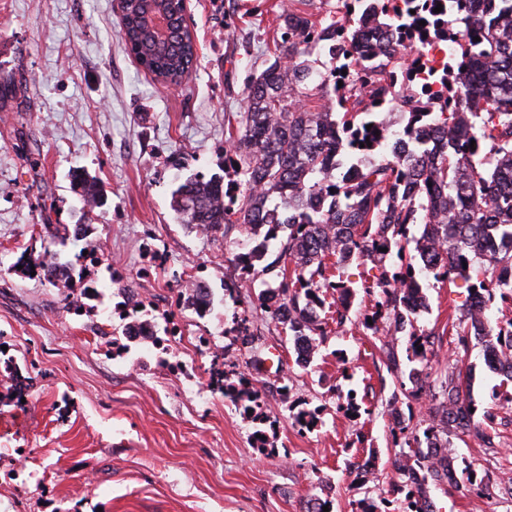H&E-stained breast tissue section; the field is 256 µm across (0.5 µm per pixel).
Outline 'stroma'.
<instances>
[{
    "mask_svg": "<svg viewBox=\"0 0 512 512\" xmlns=\"http://www.w3.org/2000/svg\"><path fill=\"white\" fill-rule=\"evenodd\" d=\"M280 0H186L198 46L181 86L164 88L128 51L117 0H0V83L14 88L0 101V376L15 366L23 386L0 383V512H306L310 495L330 512H352L364 494L379 496L399 478L393 465V417L416 424L422 406L400 400L385 375L379 342L347 326L332 334L310 366L295 362L287 336L266 342L279 369L255 370L244 348H226L221 300L224 241L178 224L170 207L185 158L190 171L224 170V128L244 106L246 83L271 56ZM37 154L38 172L25 157ZM100 182L106 202L83 213L71 173ZM90 222L104 243L103 267L79 265L81 243L59 247L42 228ZM152 241L169 261L154 280L138 282L140 245ZM62 251L75 275L106 286L112 272L138 286L146 305H162L195 265L208 264L213 315L181 310L187 336L173 343L193 383L160 378L149 364L106 357L101 347L123 323L69 312L63 288L18 270L23 251ZM421 326L443 327L469 301L465 281L425 291ZM211 348L201 347L200 335ZM224 367L246 377L277 423L269 450L257 448L254 426L222 395L211 393L214 348ZM343 352L346 368L335 354ZM366 412L337 413L349 395ZM289 398L321 408L307 431L282 407ZM457 466L497 470L512 462V430L496 450L452 440ZM368 466L366 489L354 467ZM26 469L28 484L13 480ZM436 512H512L501 491L481 495L452 486L431 489Z\"/></svg>",
    "mask_w": 512,
    "mask_h": 512,
    "instance_id": "obj_1",
    "label": "stroma"
}]
</instances>
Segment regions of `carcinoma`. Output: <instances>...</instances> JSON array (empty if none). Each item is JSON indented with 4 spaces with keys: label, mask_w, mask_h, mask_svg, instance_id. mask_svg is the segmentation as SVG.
<instances>
[{
    "label": "carcinoma",
    "mask_w": 512,
    "mask_h": 512,
    "mask_svg": "<svg viewBox=\"0 0 512 512\" xmlns=\"http://www.w3.org/2000/svg\"><path fill=\"white\" fill-rule=\"evenodd\" d=\"M442 2L446 8L434 12ZM301 4L280 9L273 60L250 77L244 111L227 123L224 175L185 176L171 209L180 224L222 225L231 254L241 238H262L224 278V299L234 306L224 328L230 344L260 355L271 322L292 342L308 337L317 351L332 327L350 322L380 342L387 372L413 385L408 392L399 383L401 393L425 400L415 427H398L395 466L404 480L388 494L404 497V512H433L428 490L447 482L454 464L448 436L493 448L485 424L496 412L479 419L471 411L459 360L432 362L442 337L417 327L418 312L407 304L412 283L476 280L471 295L484 294L485 306L470 303L452 322L453 354L476 341L498 357L504 380L493 398L512 406V317L493 323L485 314L496 302L512 310V0H337L326 25ZM161 12L171 17L165 36L152 19ZM183 13V0H126L122 15L129 51L164 85L182 84L196 60ZM315 54L329 58L327 72L310 60ZM394 110L406 123L392 132L376 117ZM73 184L81 203L102 205L94 177L76 172ZM43 228L63 245L93 246L89 224ZM391 254L396 269L362 284L370 307L352 317L357 290L341 268ZM67 267L49 251L23 263L53 286ZM257 283L264 289L244 302L242 290ZM270 294L288 314L269 303ZM404 332L406 361L415 364L407 372L391 340ZM281 391L296 424L318 427V410L288 402V386ZM222 394L253 422L269 423L245 380L224 373ZM454 484L484 493L500 479L466 466Z\"/></svg>",
    "instance_id": "cac0c4a2"
}]
</instances>
